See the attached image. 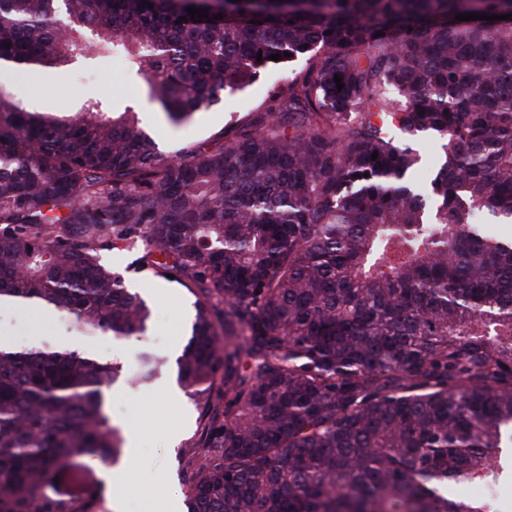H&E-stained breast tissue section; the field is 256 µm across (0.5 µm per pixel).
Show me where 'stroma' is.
<instances>
[{
  "label": "stroma",
  "instance_id": "stroma-1",
  "mask_svg": "<svg viewBox=\"0 0 512 512\" xmlns=\"http://www.w3.org/2000/svg\"><path fill=\"white\" fill-rule=\"evenodd\" d=\"M281 79V72L267 71L179 127L157 111L147 89L129 76L119 58L100 63L79 61L53 80L16 77L10 84L18 98L34 108L50 101L56 111L69 112L88 99L100 100L116 110L136 105L142 127L168 157L185 148L215 150L223 144L224 133L234 122H247L251 113L263 110L271 87ZM141 254V246L121 243L102 253L100 261L147 300L151 318L144 336L127 340L83 336L66 326L64 316L8 307L0 308V334L19 346L41 342L58 348L71 343L91 357L121 362L130 368L135 367L141 351L164 356L166 366L148 384L133 387L121 379L106 392L111 422L137 428L139 458L128 471L125 486L116 493L104 494L103 499L105 512H114L112 502L116 499L121 501L123 512H153L154 504L166 499L174 501L176 512H185L186 459L182 450L194 438L197 412L177 383L175 359L194 315V298L181 285L150 275L141 266Z\"/></svg>",
  "mask_w": 512,
  "mask_h": 512
}]
</instances>
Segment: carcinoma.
<instances>
[{
    "mask_svg": "<svg viewBox=\"0 0 512 512\" xmlns=\"http://www.w3.org/2000/svg\"><path fill=\"white\" fill-rule=\"evenodd\" d=\"M466 13L512 0H0V65L120 55L174 126L306 58L223 145L170 158L130 108L59 117L0 83V300L141 337L149 306L99 260L119 242L195 297L186 512H484L450 489L512 445V18ZM123 374L0 341V512H104L56 486L121 456ZM422 157L420 168L414 176L415 182L420 185L429 183L438 161V148L435 141L431 138H420L416 144Z\"/></svg>",
    "mask_w": 512,
    "mask_h": 512,
    "instance_id": "carcinoma-1",
    "label": "carcinoma"
}]
</instances>
